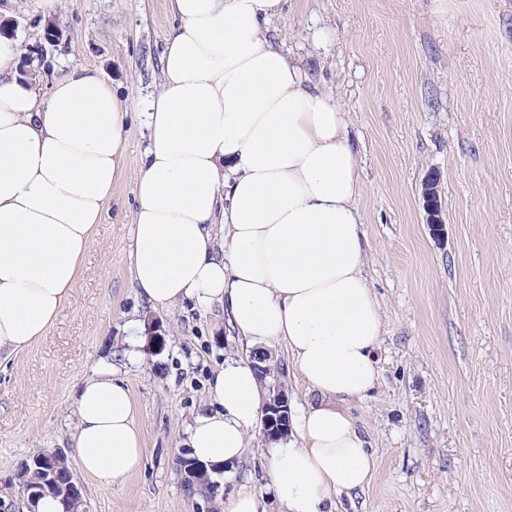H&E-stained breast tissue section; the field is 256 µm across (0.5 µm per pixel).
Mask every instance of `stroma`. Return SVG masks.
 Returning <instances> with one entry per match:
<instances>
[{"mask_svg":"<svg viewBox=\"0 0 512 512\" xmlns=\"http://www.w3.org/2000/svg\"><path fill=\"white\" fill-rule=\"evenodd\" d=\"M20 64L43 92L92 67L126 100L124 175L112 189L69 302L46 335L0 365V496L29 455L75 458L76 392L103 368L129 386L144 448L140 468L98 486L80 476L90 512H199L173 458L207 409L213 371L251 351L222 305L156 308L133 286L134 180L146 105L175 21L167 0H0ZM59 30L47 42V24ZM331 34L319 42V29ZM312 84L347 112L365 190V275L383 318L378 384L345 408L376 461L344 512H512V0H287L269 26ZM438 174L444 231L426 222L423 183ZM166 347L147 351L150 321ZM293 414L318 403L283 344ZM258 429L218 475L217 499L255 491L284 512Z\"/></svg>","mask_w":512,"mask_h":512,"instance_id":"stroma-1","label":"stroma"}]
</instances>
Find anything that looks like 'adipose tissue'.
I'll return each mask as SVG.
<instances>
[{"label": "adipose tissue", "instance_id": "obj_1", "mask_svg": "<svg viewBox=\"0 0 512 512\" xmlns=\"http://www.w3.org/2000/svg\"><path fill=\"white\" fill-rule=\"evenodd\" d=\"M285 3L167 0L175 26L147 104L131 273L154 306L218 303L248 343L286 345L321 400L273 448L274 490L286 512H338L373 476L344 404L377 384L382 320L364 274L359 153L335 97L268 37ZM18 63L17 41L0 37V361L45 336L68 301L122 176L129 114L97 71L71 70L45 95ZM208 401L188 442L218 467L243 455L260 416L251 363L225 362ZM76 410L84 474L108 487L139 468L125 384L97 374Z\"/></svg>", "mask_w": 512, "mask_h": 512}]
</instances>
